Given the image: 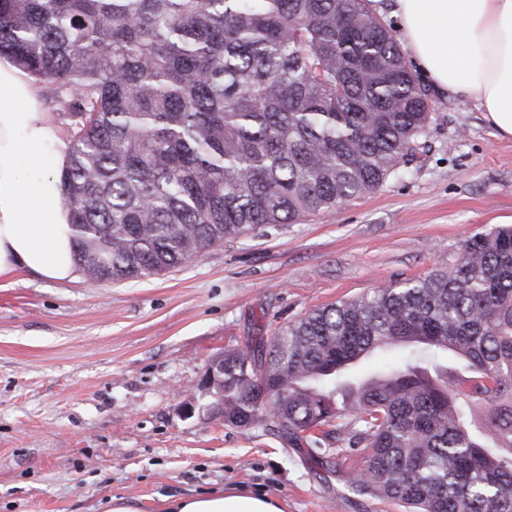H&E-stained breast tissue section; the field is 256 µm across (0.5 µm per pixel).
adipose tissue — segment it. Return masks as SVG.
<instances>
[{
    "label": "adipose tissue",
    "mask_w": 512,
    "mask_h": 512,
    "mask_svg": "<svg viewBox=\"0 0 512 512\" xmlns=\"http://www.w3.org/2000/svg\"><path fill=\"white\" fill-rule=\"evenodd\" d=\"M406 46L438 90L476 101L512 138V0H396ZM69 144L45 112L38 81L0 58V277L23 269L51 281L78 277L73 229L56 175ZM168 512H282L240 490L174 502Z\"/></svg>",
    "instance_id": "1"
}]
</instances>
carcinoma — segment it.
Returning a JSON list of instances; mask_svg holds the SVG:
<instances>
[{"instance_id": "carcinoma-1", "label": "carcinoma", "mask_w": 512, "mask_h": 512, "mask_svg": "<svg viewBox=\"0 0 512 512\" xmlns=\"http://www.w3.org/2000/svg\"><path fill=\"white\" fill-rule=\"evenodd\" d=\"M61 106L59 199L91 279L160 275L406 173L433 109L369 0H0V54ZM402 359L366 376L377 350ZM213 361L224 425L366 454L406 512H512V225L425 278L316 308Z\"/></svg>"}]
</instances>
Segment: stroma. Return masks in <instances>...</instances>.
I'll list each match as a JSON object with an SVG mask.
<instances>
[{
	"label": "stroma",
	"instance_id": "1",
	"mask_svg": "<svg viewBox=\"0 0 512 512\" xmlns=\"http://www.w3.org/2000/svg\"><path fill=\"white\" fill-rule=\"evenodd\" d=\"M420 162L378 192L270 224L145 279H0V512H140L242 489L283 512H404L348 494L307 451L183 406L210 360L259 329L453 265L512 220V138L430 89Z\"/></svg>",
	"mask_w": 512,
	"mask_h": 512
}]
</instances>
